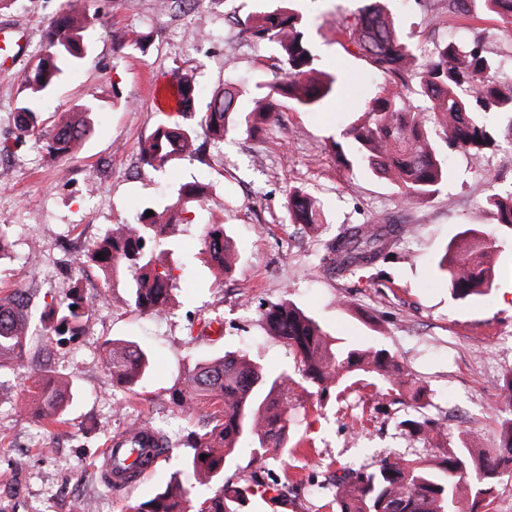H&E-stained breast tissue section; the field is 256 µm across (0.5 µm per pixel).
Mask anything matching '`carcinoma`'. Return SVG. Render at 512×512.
I'll use <instances>...</instances> for the list:
<instances>
[{
  "instance_id": "1",
  "label": "carcinoma",
  "mask_w": 512,
  "mask_h": 512,
  "mask_svg": "<svg viewBox=\"0 0 512 512\" xmlns=\"http://www.w3.org/2000/svg\"><path fill=\"white\" fill-rule=\"evenodd\" d=\"M483 2L487 12L512 18V0ZM84 29L85 18L73 15L71 5H65L48 24L44 53L24 77V96L16 115L18 137L34 138L55 156L77 153L92 132L86 117L92 111L88 105L52 126L39 118L64 70L83 58ZM247 30L254 41L278 47V61L287 77L265 84V95L251 109L239 104L246 91L228 79L205 105L193 110V123H164L153 131L141 146L146 166L163 170L179 157L194 153L200 130L218 142L233 134L251 136L276 120L274 102L284 100L298 111H309L336 93L337 80L315 66L299 17L291 8L281 6L258 16ZM336 36L357 45L369 67L386 77L385 86L364 106L348 135L354 158L394 185L401 201L430 196L448 181V157L439 142L477 161L497 138L512 142V83L498 79L497 60L482 50L445 41L435 44L423 60L396 29L381 0H368L356 26L338 25ZM173 72L190 104L199 101L201 93L192 77L179 66ZM479 106L495 109L506 119V126L494 129L485 124ZM204 192L200 183L182 185L164 212L180 213L186 205L200 201ZM486 204L497 216L496 230L463 225L434 268L455 300L482 296L496 287L495 262L504 258L500 242L512 238V189L491 194ZM286 208L291 224L311 230L322 224L320 204L305 190H289ZM162 216L163 212L155 211L148 217L143 210L132 224H114L76 258L79 267L96 266L108 283L120 274L131 277L128 302L153 316L169 313L172 289L171 270L154 248L162 235ZM409 231V225L397 218L381 224H344L324 241L319 268L336 277L375 268L391 256ZM201 238L217 269L222 273L232 270L235 259L225 246L224 225H202ZM25 301L16 291L0 297V369L21 362L27 353L33 331ZM92 306L81 288L74 286L68 301L41 314L44 336L76 333ZM264 317L270 334L293 351L297 372H269L240 352L197 364L174 385L171 402L189 419L196 418L205 404L213 411L203 415L198 429L187 434L189 451L165 489L129 506L128 512H246L251 498L278 492L288 487L289 479L270 484L255 474L251 483L232 486L224 482V473L245 450L248 464L260 472L271 457L288 450V410L314 397L320 404L333 392L339 397L348 389L347 382L357 377L372 379L371 397L380 401L402 375L398 357L388 349L347 344L329 335L290 301L271 305ZM105 352L112 383L136 391L148 375V355L123 340L107 343ZM30 379L33 392L20 405L21 412L47 426L66 423L70 387L45 364L34 369ZM402 426L409 437L437 440L435 460L394 454L372 469L345 471L329 487L336 512H481L501 475L512 470V416L500 422L497 448L479 447L476 433L448 447L445 427L421 411L403 420ZM136 431L144 438L150 432L162 447H169L167 435L156 427L135 420L125 429ZM133 452L145 469L157 459L156 449L142 445L113 452L112 475L123 482L137 475L124 465ZM186 471L207 475L211 492L192 494L184 485Z\"/></svg>"
}]
</instances>
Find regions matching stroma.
<instances>
[{
	"mask_svg": "<svg viewBox=\"0 0 512 512\" xmlns=\"http://www.w3.org/2000/svg\"><path fill=\"white\" fill-rule=\"evenodd\" d=\"M62 3L14 0L0 10V31L22 37L15 62L0 65V143L9 144L0 154L8 171L0 177V224L10 225L12 242L9 257L0 260V290H28L35 318L66 301L76 284L95 307L76 334L34 338L24 364L0 370V512H127V505L152 498L179 469L190 428L172 406L173 384L199 361L228 350L248 352L272 372L292 368V352L264 321L265 310L286 299L347 343L388 348L407 382L379 403L370 399L372 387L359 382L343 398H327L322 410L294 406L290 436L309 441L311 450L270 462L264 477L287 473L297 484L287 501L253 499L250 512H335L325 488L333 470L371 468L390 453L431 455L433 441L407 442L401 426L420 407L444 419L452 438L475 432L483 447H497L501 386L512 372V268L503 267L488 295L456 301L433 267L461 225L494 230L486 199L512 186V151L503 145L478 162L449 152L448 182L427 198L400 204L392 184L338 153L384 83L354 46L337 44L331 34L333 26L359 21L364 0H296L318 69L339 81L336 96L305 112L281 105L276 123L255 136L205 143L170 171H154L141 163L140 148L167 116L148 94L151 78L179 66L207 94L230 75L224 67L230 54L239 83L253 89L272 81L277 51L248 38L244 23L280 0H192L165 11L156 0H72L93 21L91 47L46 102L43 118L51 124L87 104L94 131L79 154L55 158L34 140L16 141L14 119L22 76L41 54L45 27ZM389 9L413 46L427 52L437 41L480 42L498 60L501 80H512V20L487 13L483 0H473L464 16L448 14L443 0H390ZM130 28L149 34L145 51L114 39V32ZM194 181L206 186L202 201L163 235L175 276L167 317L136 311L125 283L106 287L99 271L75 276L71 259L85 245ZM293 188L320 200L324 229L289 223ZM389 215L401 216L412 231L385 263L344 278L318 269L323 241L339 225ZM204 223L223 225L238 257L219 286L200 258ZM210 320L222 323V331L207 329ZM112 339L133 341L151 358L137 392L112 385L104 353ZM39 361L72 389L67 422L55 428L18 411L29 394V366ZM139 417L164 428L172 446L119 492L104 480L100 453Z\"/></svg>",
	"mask_w": 512,
	"mask_h": 512,
	"instance_id": "35a3bbf8",
	"label": "stroma"
}]
</instances>
